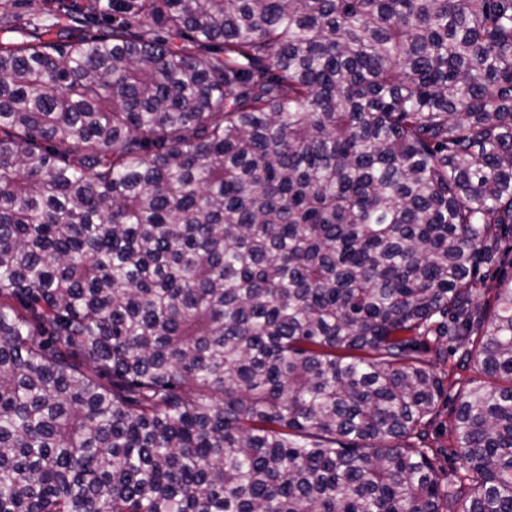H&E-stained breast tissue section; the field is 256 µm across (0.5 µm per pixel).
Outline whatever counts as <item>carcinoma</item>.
I'll return each instance as SVG.
<instances>
[{"instance_id": "1", "label": "carcinoma", "mask_w": 512, "mask_h": 512, "mask_svg": "<svg viewBox=\"0 0 512 512\" xmlns=\"http://www.w3.org/2000/svg\"><path fill=\"white\" fill-rule=\"evenodd\" d=\"M18 30L0 512H512V281L475 302L512 0H41ZM429 352L483 375L446 484Z\"/></svg>"}]
</instances>
